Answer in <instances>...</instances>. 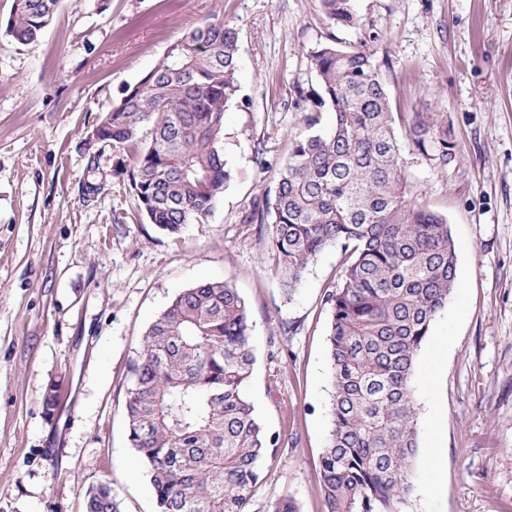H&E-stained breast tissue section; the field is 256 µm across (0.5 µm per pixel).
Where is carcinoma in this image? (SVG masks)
<instances>
[{
	"label": "carcinoma",
	"instance_id": "carcinoma-1",
	"mask_svg": "<svg viewBox=\"0 0 512 512\" xmlns=\"http://www.w3.org/2000/svg\"><path fill=\"white\" fill-rule=\"evenodd\" d=\"M59 0H15L5 31L38 39ZM328 18L356 22L352 0H321ZM234 28L205 21L103 114L88 146L136 153L130 189L149 223L177 234L224 194V110L240 91ZM332 125L291 139L288 161L259 210L282 288L293 293L330 249L343 273L323 302L330 314L331 426L322 450L325 512H402L418 452L416 357L457 283L446 217L413 198L405 140L429 165L455 160L442 112H415L395 126L371 55L324 45L309 52ZM151 141L142 144L143 126ZM244 299L224 282L179 292L149 326L130 365L128 440L159 512H250L263 463L277 454L246 387L255 357ZM86 512H118L112 484L85 491Z\"/></svg>",
	"mask_w": 512,
	"mask_h": 512
}]
</instances>
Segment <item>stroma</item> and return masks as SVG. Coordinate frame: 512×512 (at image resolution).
Instances as JSON below:
<instances>
[{"mask_svg":"<svg viewBox=\"0 0 512 512\" xmlns=\"http://www.w3.org/2000/svg\"><path fill=\"white\" fill-rule=\"evenodd\" d=\"M0 0V512H85L110 482L119 512H157L124 416L129 365L181 290L222 281L250 315L247 392L281 444L251 512L288 496L324 512L330 428L326 289L340 254L294 295L275 276L255 214L305 128L323 45L370 51L399 115L444 112L448 168L404 147L411 189L445 216L457 286L417 357L418 454L404 512H512V0H354L358 22L319 0H60L37 42L5 33ZM238 33L240 91L224 112L231 180L206 220L170 235L147 223L89 134L194 24ZM107 179L98 195L87 183ZM58 413L47 420L49 386ZM321 7L328 18L343 25L356 22L352 0H321Z\"/></svg>","mask_w":512,"mask_h":512,"instance_id":"obj_1","label":"stroma"}]
</instances>
